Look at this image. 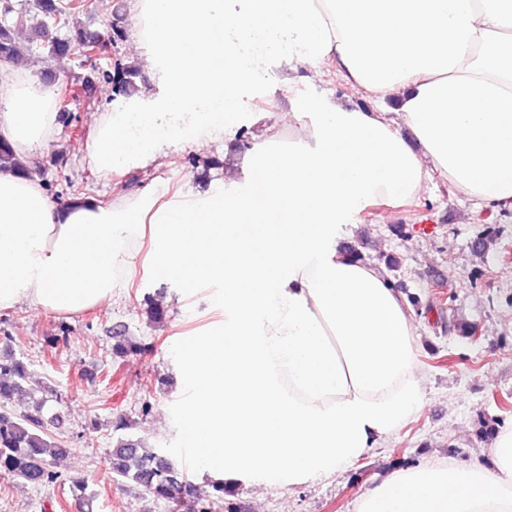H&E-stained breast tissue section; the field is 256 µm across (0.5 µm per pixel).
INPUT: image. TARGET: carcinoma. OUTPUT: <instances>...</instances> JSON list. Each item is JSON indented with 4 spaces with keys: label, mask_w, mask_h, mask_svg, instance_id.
Instances as JSON below:
<instances>
[{
    "label": "carcinoma",
    "mask_w": 512,
    "mask_h": 512,
    "mask_svg": "<svg viewBox=\"0 0 512 512\" xmlns=\"http://www.w3.org/2000/svg\"><path fill=\"white\" fill-rule=\"evenodd\" d=\"M85 0H33L34 15L42 20L32 24V37L23 40L19 31L28 22L27 15H20L13 23L0 22V61L21 59L31 50L34 42L49 57H63L71 54L87 55L101 47L97 35L89 32L76 15L83 12ZM62 20L70 27L66 38L49 36L45 19ZM137 68L131 63H118L113 75L109 76L117 94L130 96L138 91L135 78ZM10 168L30 174L31 169L17 156L8 142L0 139V170ZM112 355L124 358L142 351V346L131 342L122 332L112 336ZM28 364L11 354L0 356V476L18 479L26 484L45 485L59 478L52 469L51 458L63 455L66 449L46 438L43 431L42 405L31 411L14 414L4 410L6 404L23 390L28 376ZM112 471L141 486L158 499L180 505L179 489L185 482L184 473L174 461L156 453L142 451L133 440L120 439L113 446ZM231 494L222 483L212 485V491L196 496L190 512H233L234 507L226 505L225 496Z\"/></svg>",
    "instance_id": "cac0c4a2"
}]
</instances>
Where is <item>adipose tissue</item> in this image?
<instances>
[{"instance_id":"obj_1","label":"adipose tissue","mask_w":512,"mask_h":512,"mask_svg":"<svg viewBox=\"0 0 512 512\" xmlns=\"http://www.w3.org/2000/svg\"><path fill=\"white\" fill-rule=\"evenodd\" d=\"M132 43L159 97L118 96L86 145L103 175L221 142L266 78L337 67L391 116L293 101L242 173L188 203L55 205L36 178L0 171V310L67 315L117 297L149 232L155 268L220 281L224 326L179 345L181 440L200 480L257 489L343 472L419 408L415 327L382 272L340 249L375 200L446 181L512 211V0H133ZM0 138L25 161L62 125L55 90L1 63ZM489 465L392 469L356 512H512V430Z\"/></svg>"}]
</instances>
